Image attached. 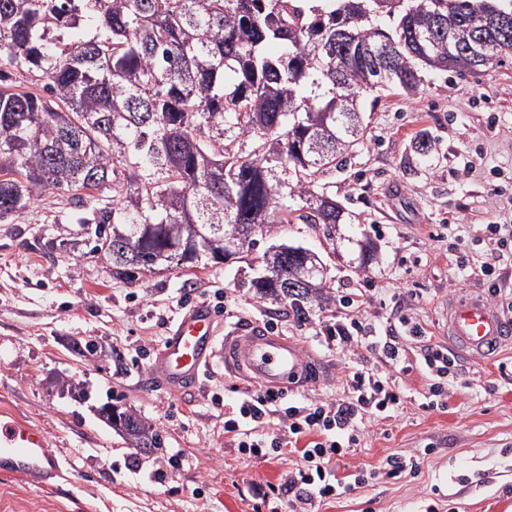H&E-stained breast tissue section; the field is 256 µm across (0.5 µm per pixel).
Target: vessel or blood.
Returning <instances> with one entry per match:
<instances>
[{
    "label": "vessel or blood",
    "instance_id": "obj_1",
    "mask_svg": "<svg viewBox=\"0 0 512 512\" xmlns=\"http://www.w3.org/2000/svg\"><path fill=\"white\" fill-rule=\"evenodd\" d=\"M215 323V312L205 303L190 306L177 319L152 367L167 390L181 394L198 385L211 366ZM442 332L449 347L463 355L488 358L512 343V325L478 293L445 306ZM224 366L241 379L268 386L292 387L312 380L313 364L296 343L254 324L225 336ZM60 472L46 430L1 411L0 474L43 488L51 486Z\"/></svg>",
    "mask_w": 512,
    "mask_h": 512
}]
</instances>
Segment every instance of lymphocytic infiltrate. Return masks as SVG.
I'll return each instance as SVG.
<instances>
[{
    "instance_id": "obj_1",
    "label": "lymphocytic infiltrate",
    "mask_w": 512,
    "mask_h": 512,
    "mask_svg": "<svg viewBox=\"0 0 512 512\" xmlns=\"http://www.w3.org/2000/svg\"><path fill=\"white\" fill-rule=\"evenodd\" d=\"M326 346L367 345L382 360L395 367L400 363V347L396 337H367L366 327L359 320L337 324L334 335L325 337ZM422 366L431 379L429 409L445 406L444 378L456 366L453 354L438 345L426 346ZM402 404V391L387 377L368 366L353 368L346 379L340 398L289 405L281 392L267 388L242 392L235 410L224 421V433L238 452L256 460L279 456L284 443L300 444L299 460L289 470L278 491L292 497L293 512H312L317 501L341 498L361 488L378 475L397 477L417 470L416 461L391 456L383 472L359 470L345 477L336 474V463L365 438V422L371 418H389ZM282 423L284 433L270 429L271 421Z\"/></svg>"
}]
</instances>
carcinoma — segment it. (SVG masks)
<instances>
[{
    "instance_id": "1",
    "label": "carcinoma",
    "mask_w": 512,
    "mask_h": 512,
    "mask_svg": "<svg viewBox=\"0 0 512 512\" xmlns=\"http://www.w3.org/2000/svg\"><path fill=\"white\" fill-rule=\"evenodd\" d=\"M496 13L512 15V0H0V217L75 189L94 251L129 281L224 262L238 225L340 224L315 186L363 139L361 98L414 95L423 68L500 63L512 27L468 52ZM15 73L47 79V96L13 90ZM126 235L139 251H124ZM250 288L298 316L330 302L321 275L299 292ZM101 416L135 447L163 449L135 412Z\"/></svg>"
}]
</instances>
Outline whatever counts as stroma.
Segmentation results:
<instances>
[{
    "mask_svg": "<svg viewBox=\"0 0 512 512\" xmlns=\"http://www.w3.org/2000/svg\"><path fill=\"white\" fill-rule=\"evenodd\" d=\"M418 93L365 103L366 138L318 187L339 202L332 231L278 224L257 235L252 255L215 267L115 277L69 192L44 194L0 218V410L43 426L63 462L57 487L0 477V512H255L299 454L265 462L239 455L224 435L246 381L224 369V338L257 322L317 359L323 379L287 401L339 398L356 362L391 374L404 392L397 414L371 421L338 476L419 457L417 471L382 477L316 512H512V347L497 358H459L442 410L424 409L425 343L444 345L440 310L478 292L512 318V270H495L498 239L512 237V55L479 75L425 70ZM432 147L419 154L417 146ZM498 225L491 236L489 225ZM287 243L316 252L333 298L296 317L254 298L255 259ZM366 293L376 336L397 335L406 372L361 347L319 343L347 317L339 300ZM221 304L212 367L193 392L174 395L149 366L179 314ZM134 410L164 440L159 456L134 448L100 418L103 405Z\"/></svg>",
    "mask_w": 512,
    "mask_h": 512,
    "instance_id": "stroma-1",
    "label": "stroma"
}]
</instances>
